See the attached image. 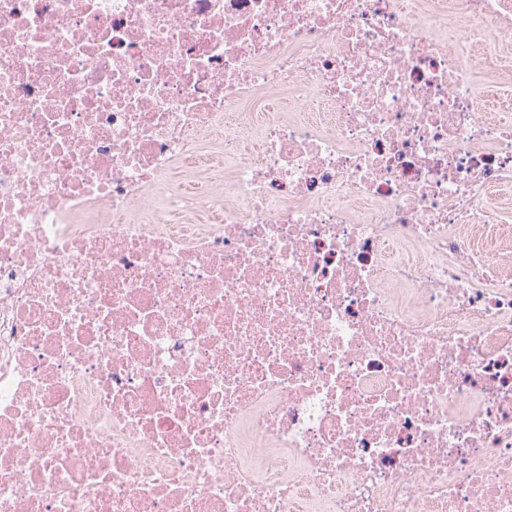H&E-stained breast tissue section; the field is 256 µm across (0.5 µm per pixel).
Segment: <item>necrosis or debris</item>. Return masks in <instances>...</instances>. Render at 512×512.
Masks as SVG:
<instances>
[{"label": "necrosis or debris", "mask_w": 512, "mask_h": 512, "mask_svg": "<svg viewBox=\"0 0 512 512\" xmlns=\"http://www.w3.org/2000/svg\"><path fill=\"white\" fill-rule=\"evenodd\" d=\"M476 66L512 0H0V512H512Z\"/></svg>", "instance_id": "4bbe7bcc"}]
</instances>
